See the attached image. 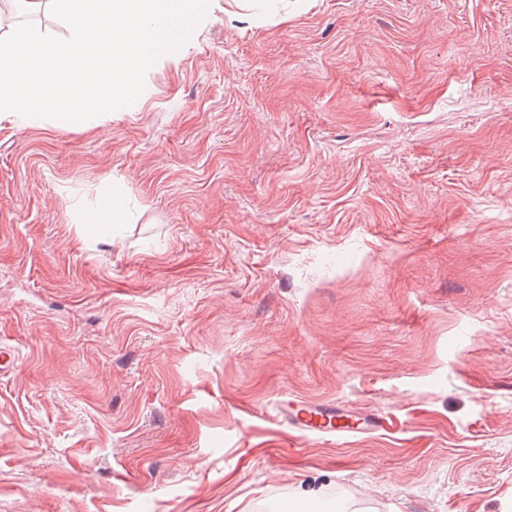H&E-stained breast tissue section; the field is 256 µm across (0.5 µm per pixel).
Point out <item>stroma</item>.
Listing matches in <instances>:
<instances>
[{
	"label": "stroma",
	"instance_id": "1",
	"mask_svg": "<svg viewBox=\"0 0 512 512\" xmlns=\"http://www.w3.org/2000/svg\"><path fill=\"white\" fill-rule=\"evenodd\" d=\"M0 344V512H512V0H214L138 110L0 119ZM280 413L288 426L303 434H331L350 436L357 434L387 433L395 428L390 417L376 412L346 415L336 410L333 404H316L308 401L282 403ZM337 421L349 426L335 428Z\"/></svg>",
	"mask_w": 512,
	"mask_h": 512
}]
</instances>
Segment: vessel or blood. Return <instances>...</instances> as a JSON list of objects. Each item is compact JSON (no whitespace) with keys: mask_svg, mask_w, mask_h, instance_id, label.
<instances>
[{"mask_svg":"<svg viewBox=\"0 0 512 512\" xmlns=\"http://www.w3.org/2000/svg\"><path fill=\"white\" fill-rule=\"evenodd\" d=\"M280 413L292 430L303 434H330L341 436L387 433L393 430L391 418L375 412L358 415L340 413L335 405L292 401L281 404Z\"/></svg>","mask_w":512,"mask_h":512,"instance_id":"vessel-or-blood-1","label":"vessel or blood"}]
</instances>
